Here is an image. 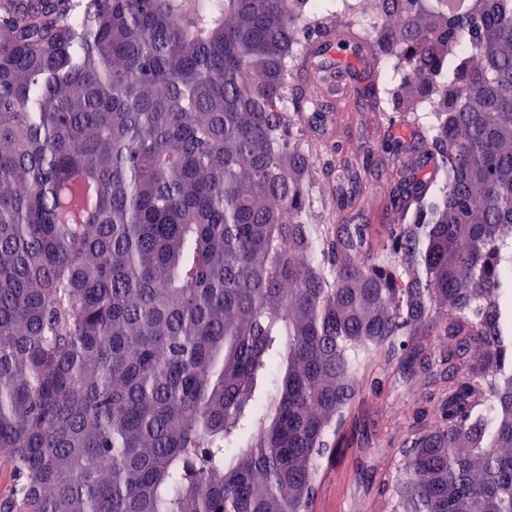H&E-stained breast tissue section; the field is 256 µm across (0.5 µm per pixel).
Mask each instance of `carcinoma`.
Segmentation results:
<instances>
[{
    "label": "carcinoma",
    "instance_id": "carcinoma-1",
    "mask_svg": "<svg viewBox=\"0 0 512 512\" xmlns=\"http://www.w3.org/2000/svg\"><path fill=\"white\" fill-rule=\"evenodd\" d=\"M381 0L372 109L428 100L429 179L387 251L311 223L370 158L299 146L282 106L316 0H0V512H310L382 359L447 366L391 512H512V0ZM444 172L440 195L432 196Z\"/></svg>",
    "mask_w": 512,
    "mask_h": 512
}]
</instances>
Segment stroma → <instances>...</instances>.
Instances as JSON below:
<instances>
[{
    "instance_id": "1",
    "label": "stroma",
    "mask_w": 512,
    "mask_h": 512,
    "mask_svg": "<svg viewBox=\"0 0 512 512\" xmlns=\"http://www.w3.org/2000/svg\"><path fill=\"white\" fill-rule=\"evenodd\" d=\"M372 78L371 67L353 70L348 79V98L332 97L339 116L325 123L312 122L309 113L293 114V125L305 129L303 146L310 153L329 154L335 144L381 158V142L388 130L389 120L380 112L370 111L367 88ZM387 170L378 168L362 175L353 171L340 178L329 179L310 196L312 209L319 223L336 226L356 221L369 225L378 245H385L389 225L384 217L390 210L387 189ZM358 187L365 200L358 211H342L336 206L337 189ZM362 398L350 415L345 438L337 448L327 478L320 489L316 512H388L378 491L380 475L372 454L376 448L401 447L412 417L393 420L398 402L423 406L427 391L422 383L395 384L387 379L382 362L372 361L361 379Z\"/></svg>"
}]
</instances>
